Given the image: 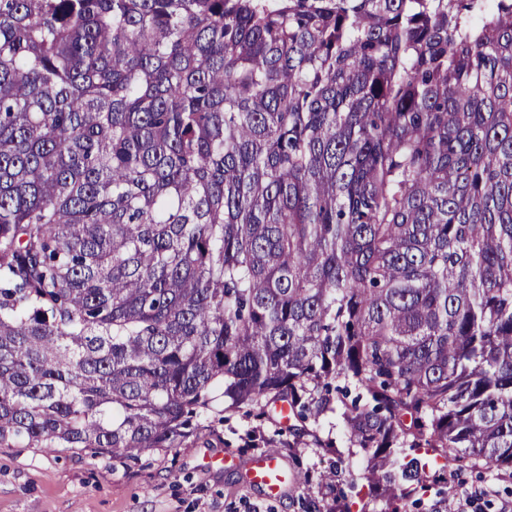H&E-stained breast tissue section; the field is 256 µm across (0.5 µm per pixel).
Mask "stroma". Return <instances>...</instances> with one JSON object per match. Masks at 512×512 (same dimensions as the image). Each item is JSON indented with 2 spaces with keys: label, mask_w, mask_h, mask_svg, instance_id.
<instances>
[{
  "label": "stroma",
  "mask_w": 512,
  "mask_h": 512,
  "mask_svg": "<svg viewBox=\"0 0 512 512\" xmlns=\"http://www.w3.org/2000/svg\"><path fill=\"white\" fill-rule=\"evenodd\" d=\"M265 443L249 447L251 432ZM346 446L339 414L283 427L274 410L257 419L245 412L212 415L179 448H160L138 460L92 458L72 448L0 447V512H326L348 490L360 455L332 459L320 441ZM271 454L288 467V489L274 503L248 486L243 474L253 458ZM231 455L235 464L224 463ZM335 466V481L319 474ZM480 492L476 512L512 507V471L464 466L433 486L410 512H457Z\"/></svg>",
  "instance_id": "35a3bbf8"
}]
</instances>
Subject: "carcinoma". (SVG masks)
I'll use <instances>...</instances> for the list:
<instances>
[{
  "label": "carcinoma",
  "instance_id": "cac0c4a2",
  "mask_svg": "<svg viewBox=\"0 0 512 512\" xmlns=\"http://www.w3.org/2000/svg\"><path fill=\"white\" fill-rule=\"evenodd\" d=\"M270 401L512 469V0H0V447Z\"/></svg>",
  "mask_w": 512,
  "mask_h": 512
}]
</instances>
